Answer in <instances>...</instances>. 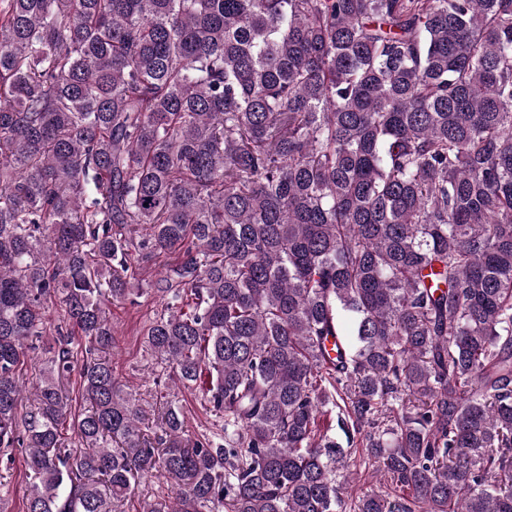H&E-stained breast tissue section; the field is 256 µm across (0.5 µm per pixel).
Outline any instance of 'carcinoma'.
<instances>
[{"instance_id":"carcinoma-1","label":"carcinoma","mask_w":512,"mask_h":512,"mask_svg":"<svg viewBox=\"0 0 512 512\" xmlns=\"http://www.w3.org/2000/svg\"><path fill=\"white\" fill-rule=\"evenodd\" d=\"M160 254L144 343L217 439L113 374ZM15 448L25 512H512V0H0ZM175 392H177L176 401L182 407L186 417V435L194 438L201 434L211 435L216 432L213 417L204 406L202 391L199 388L181 389Z\"/></svg>"}]
</instances>
